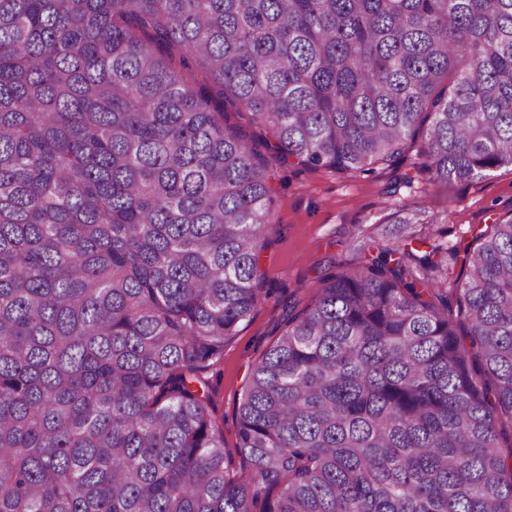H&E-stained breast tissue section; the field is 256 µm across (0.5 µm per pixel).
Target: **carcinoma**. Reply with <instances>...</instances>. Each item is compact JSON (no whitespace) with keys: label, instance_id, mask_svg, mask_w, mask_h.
Here are the masks:
<instances>
[{"label":"carcinoma","instance_id":"1","mask_svg":"<svg viewBox=\"0 0 512 512\" xmlns=\"http://www.w3.org/2000/svg\"><path fill=\"white\" fill-rule=\"evenodd\" d=\"M199 68L204 83L184 71ZM275 161L512 165V0H0V512H512V217L448 290L372 237L237 407ZM277 490L271 496V490ZM224 120L226 123L238 128L255 142L265 143V141H273L270 132L256 124L252 118L251 112L245 108L235 107L225 103Z\"/></svg>","mask_w":512,"mask_h":512}]
</instances>
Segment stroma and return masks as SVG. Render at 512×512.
<instances>
[{
	"instance_id": "stroma-1",
	"label": "stroma",
	"mask_w": 512,
	"mask_h": 512,
	"mask_svg": "<svg viewBox=\"0 0 512 512\" xmlns=\"http://www.w3.org/2000/svg\"><path fill=\"white\" fill-rule=\"evenodd\" d=\"M416 150L405 151L398 168L374 165L358 175L296 164L274 165L273 224L260 252L261 271L271 274L268 294L245 321L224 359L207 373L209 410L224 431L230 473L240 469L235 452L237 406L245 382L264 350L283 329L288 306L311 303L331 266L357 264L352 243L360 231L385 225L395 212L419 210L433 220L437 244L448 248L451 278L463 272V246L487 225L512 215V167L441 189L418 169ZM410 183L396 184L398 173Z\"/></svg>"
}]
</instances>
